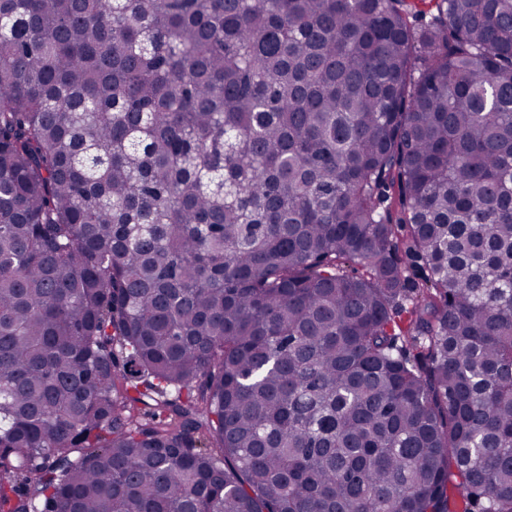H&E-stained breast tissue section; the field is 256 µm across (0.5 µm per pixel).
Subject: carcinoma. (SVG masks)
I'll list each match as a JSON object with an SVG mask.
<instances>
[{"mask_svg":"<svg viewBox=\"0 0 512 512\" xmlns=\"http://www.w3.org/2000/svg\"><path fill=\"white\" fill-rule=\"evenodd\" d=\"M0 512H512V0H0Z\"/></svg>","mask_w":512,"mask_h":512,"instance_id":"1","label":"carcinoma"}]
</instances>
